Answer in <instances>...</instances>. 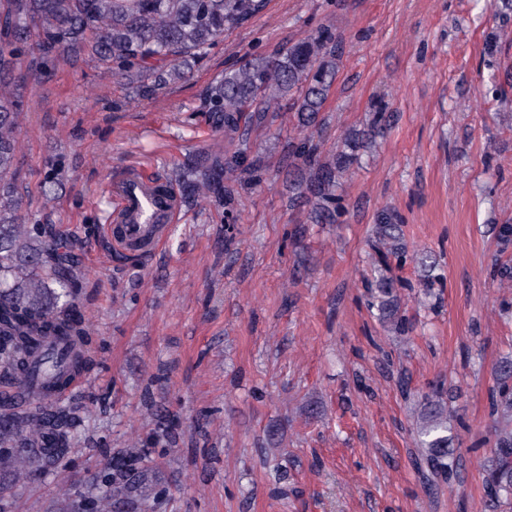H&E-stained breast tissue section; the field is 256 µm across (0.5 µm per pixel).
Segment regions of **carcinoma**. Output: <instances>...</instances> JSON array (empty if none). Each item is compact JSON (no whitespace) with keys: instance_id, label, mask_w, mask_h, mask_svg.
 <instances>
[{"instance_id":"1","label":"carcinoma","mask_w":512,"mask_h":512,"mask_svg":"<svg viewBox=\"0 0 512 512\" xmlns=\"http://www.w3.org/2000/svg\"><path fill=\"white\" fill-rule=\"evenodd\" d=\"M269 0H0V512H10L11 491L52 474L66 478L68 455L80 418L59 395L92 365L93 323L81 310L75 279L85 276L75 235L62 224L21 213L23 185L18 157L20 89L57 62L76 65L93 57L139 79L143 91L185 77V68L207 54L224 31L261 14ZM341 42L325 28L287 42L272 58H255L224 71L206 90L203 105L224 123V133L285 107L296 118L288 141L295 169L291 200L311 206L315 224H333L343 213L341 179L358 153L383 134L386 105L376 107L367 128L343 135L326 159L320 146L321 112L339 71ZM246 150L227 160L218 154L194 158L175 178L192 189H211L224 165L240 167ZM493 231L500 253L512 246V224ZM374 252L365 288L380 319L407 336L414 325L401 311L399 282L388 263L408 261L401 225L382 209L373 224ZM422 294L438 308V262L425 256ZM493 279L512 282V260H495ZM488 400L492 418L491 456L481 463L485 508L512 500V351L493 367ZM453 389L435 387L420 395L413 465L424 490L458 478L461 456L448 436ZM146 450L137 443L112 454L97 486L75 490L66 512H159L167 488L147 483Z\"/></svg>"}]
</instances>
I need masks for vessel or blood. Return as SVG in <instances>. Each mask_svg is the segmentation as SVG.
<instances>
[{"mask_svg":"<svg viewBox=\"0 0 512 512\" xmlns=\"http://www.w3.org/2000/svg\"><path fill=\"white\" fill-rule=\"evenodd\" d=\"M120 231L111 235L115 250L129 255L154 253L179 212L175 191L159 193L151 177L135 174L115 192Z\"/></svg>","mask_w":512,"mask_h":512,"instance_id":"vessel-or-blood-1","label":"vessel or blood"}]
</instances>
